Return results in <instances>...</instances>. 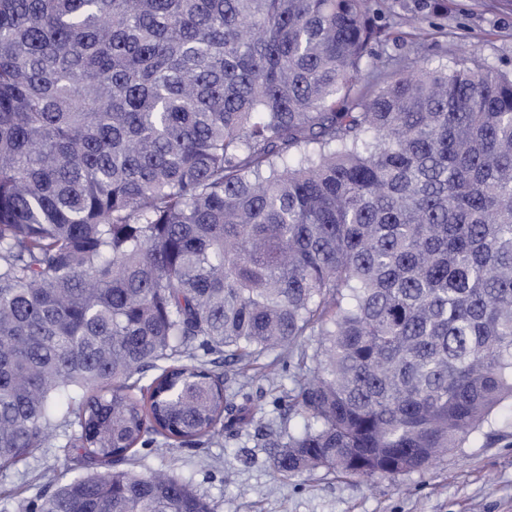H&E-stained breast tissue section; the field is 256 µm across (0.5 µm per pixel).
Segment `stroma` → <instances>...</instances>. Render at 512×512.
Returning <instances> with one entry per match:
<instances>
[{"label":"stroma","instance_id":"35a3bbf8","mask_svg":"<svg viewBox=\"0 0 512 512\" xmlns=\"http://www.w3.org/2000/svg\"><path fill=\"white\" fill-rule=\"evenodd\" d=\"M399 15L398 43L386 51L403 61L449 65L461 55L512 70V0H386ZM428 29L426 47L415 26ZM137 471L191 479L214 512H512V412L499 416L492 436L477 435L427 468L398 479L342 478L319 470L276 476L254 436L234 435L199 448L138 452ZM72 461L60 448L40 449L26 462L0 469V512L7 492L32 501L69 478Z\"/></svg>","mask_w":512,"mask_h":512}]
</instances>
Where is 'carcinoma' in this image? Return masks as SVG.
<instances>
[{"label": "carcinoma", "mask_w": 512, "mask_h": 512, "mask_svg": "<svg viewBox=\"0 0 512 512\" xmlns=\"http://www.w3.org/2000/svg\"><path fill=\"white\" fill-rule=\"evenodd\" d=\"M393 27L0 0V466L61 432L82 469L14 512H213L133 456L256 420L280 477L395 478L512 404V73L380 66ZM271 388V381L260 373L253 377L249 387V391L252 394L255 403L264 406L267 414L271 413V410L273 409L271 406V401L273 400V396L270 392Z\"/></svg>", "instance_id": "obj_1"}]
</instances>
